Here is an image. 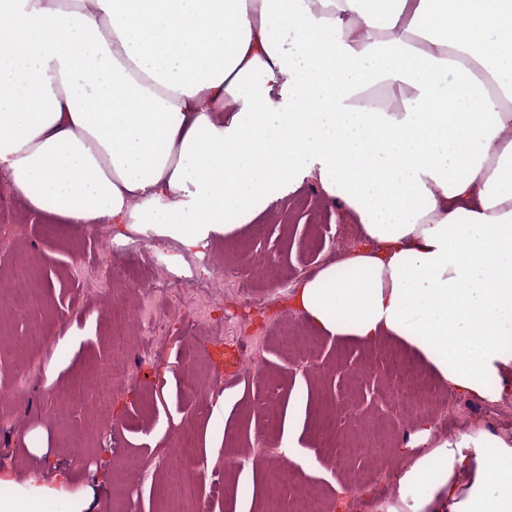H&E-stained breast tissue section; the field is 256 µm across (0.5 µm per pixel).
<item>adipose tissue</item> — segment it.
I'll use <instances>...</instances> for the list:
<instances>
[{
    "label": "adipose tissue",
    "instance_id": "adipose-tissue-1",
    "mask_svg": "<svg viewBox=\"0 0 512 512\" xmlns=\"http://www.w3.org/2000/svg\"><path fill=\"white\" fill-rule=\"evenodd\" d=\"M308 183L366 245L291 311L512 396V0H0V185L28 213L191 252ZM407 445L377 512H512V437Z\"/></svg>",
    "mask_w": 512,
    "mask_h": 512
}]
</instances>
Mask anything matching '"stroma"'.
<instances>
[{
    "mask_svg": "<svg viewBox=\"0 0 512 512\" xmlns=\"http://www.w3.org/2000/svg\"><path fill=\"white\" fill-rule=\"evenodd\" d=\"M341 209L312 185L277 203L261 221L229 241L210 243L211 263L200 268L196 288H171L146 297L154 310L149 340L126 310L124 286L145 267L153 240L135 232L101 235L99 226L59 224L25 211L14 198L0 204V480L19 489L46 488L58 512L72 499L86 512H178L180 492L166 478L178 457L155 464L157 449L192 433L195 456L207 476L234 474L211 512H278L288 497L276 462L254 454L257 440L281 443L289 414H297L296 442L317 465L299 472L314 489L333 491L346 467L367 476L343 495L340 512H374L397 495L392 477L376 480L383 460L404 463L399 450L420 419L391 383L395 346L367 347L323 336L287 305L299 281L322 265L342 260L353 242L335 241L345 223ZM25 261L33 279L13 270ZM258 288L241 297L238 283ZM302 336L290 339L294 323ZM40 330L45 339L30 346ZM129 344L126 371L106 405L95 401L94 365L109 359L112 334ZM373 370L351 380L350 368ZM372 406L351 411L363 396ZM451 410L430 414L433 435L450 438L470 423L512 434V399L487 402L451 394ZM342 422L338 441L371 442L370 455L327 448L319 424ZM86 445H72L73 432ZM127 487L124 501L112 488ZM252 495H239L241 486Z\"/></svg>",
    "mask_w": 512,
    "mask_h": 512,
    "instance_id": "obj_1",
    "label": "stroma"
}]
</instances>
